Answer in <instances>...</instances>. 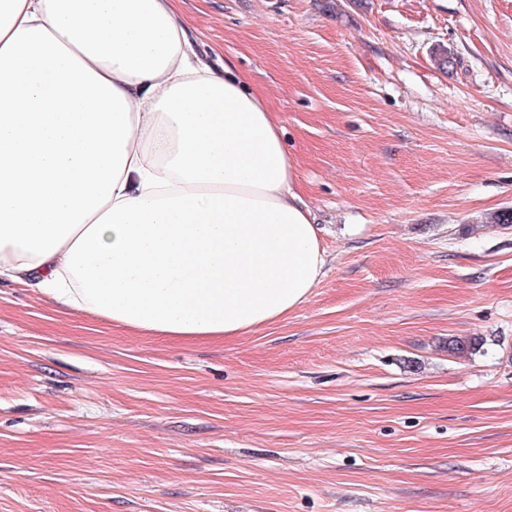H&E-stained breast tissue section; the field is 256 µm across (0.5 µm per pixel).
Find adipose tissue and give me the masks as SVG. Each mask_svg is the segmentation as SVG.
I'll return each instance as SVG.
<instances>
[{"instance_id":"1","label":"adipose tissue","mask_w":512,"mask_h":512,"mask_svg":"<svg viewBox=\"0 0 512 512\" xmlns=\"http://www.w3.org/2000/svg\"><path fill=\"white\" fill-rule=\"evenodd\" d=\"M326 265L282 129L175 0H0V277L149 335L241 336Z\"/></svg>"}]
</instances>
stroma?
<instances>
[{"instance_id": "stroma-1", "label": "stroma", "mask_w": 512, "mask_h": 512, "mask_svg": "<svg viewBox=\"0 0 512 512\" xmlns=\"http://www.w3.org/2000/svg\"><path fill=\"white\" fill-rule=\"evenodd\" d=\"M177 9L281 126L325 275L194 340L1 279L0 512H512V0Z\"/></svg>"}]
</instances>
